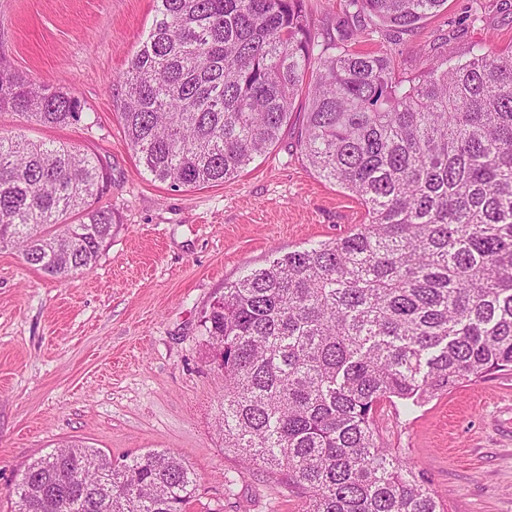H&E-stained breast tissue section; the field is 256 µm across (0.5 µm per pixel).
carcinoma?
<instances>
[{"label": "carcinoma", "mask_w": 512, "mask_h": 512, "mask_svg": "<svg viewBox=\"0 0 512 512\" xmlns=\"http://www.w3.org/2000/svg\"><path fill=\"white\" fill-rule=\"evenodd\" d=\"M447 6L343 0L341 14L407 33ZM394 70L342 35L315 52L303 0H155L114 78L128 146L155 180L235 177L303 96L310 167L365 207L356 231L250 271L202 320L224 449L305 489L306 512H445L378 442L377 409L512 371V47L479 44L406 84ZM3 110L81 117L78 99L0 62ZM109 179L73 146L0 136V247L54 279L92 270L116 224L96 206ZM195 483L166 450L118 461L71 442L27 466L14 512H183Z\"/></svg>", "instance_id": "carcinoma-1"}]
</instances>
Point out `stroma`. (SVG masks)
I'll return each mask as SVG.
<instances>
[{
    "label": "stroma",
    "instance_id": "1",
    "mask_svg": "<svg viewBox=\"0 0 512 512\" xmlns=\"http://www.w3.org/2000/svg\"><path fill=\"white\" fill-rule=\"evenodd\" d=\"M153 0H0V62L77 98L79 122L46 127L0 112V135L65 142L110 166L100 199L120 224L93 270L57 280L0 248V512L27 464L80 441L112 459L167 450L196 475L185 512H304L307 493L225 451L222 380L203 313L227 283L365 223L348 191L298 146L304 100L265 155L228 181L172 190L129 148L113 78ZM512 46V0H448L411 34L365 31L352 49L396 56L397 78L453 65L486 38ZM383 447L408 458L446 512H512V371L420 405L383 403Z\"/></svg>",
    "mask_w": 512,
    "mask_h": 512
}]
</instances>
